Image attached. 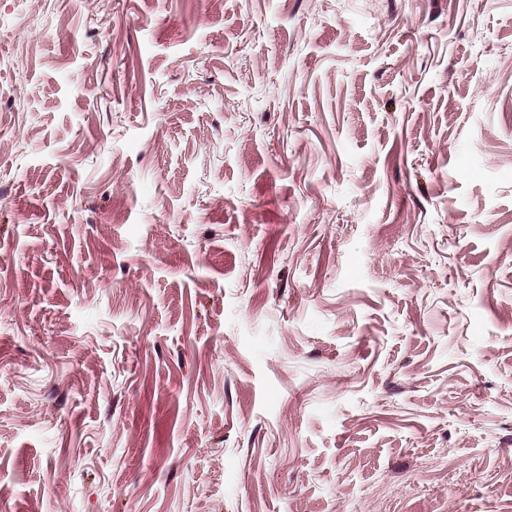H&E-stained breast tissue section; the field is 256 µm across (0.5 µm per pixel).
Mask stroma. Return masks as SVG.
Segmentation results:
<instances>
[{
  "mask_svg": "<svg viewBox=\"0 0 512 512\" xmlns=\"http://www.w3.org/2000/svg\"><path fill=\"white\" fill-rule=\"evenodd\" d=\"M0 512H512V0H0Z\"/></svg>",
  "mask_w": 512,
  "mask_h": 512,
  "instance_id": "35a3bbf8",
  "label": "stroma"
}]
</instances>
